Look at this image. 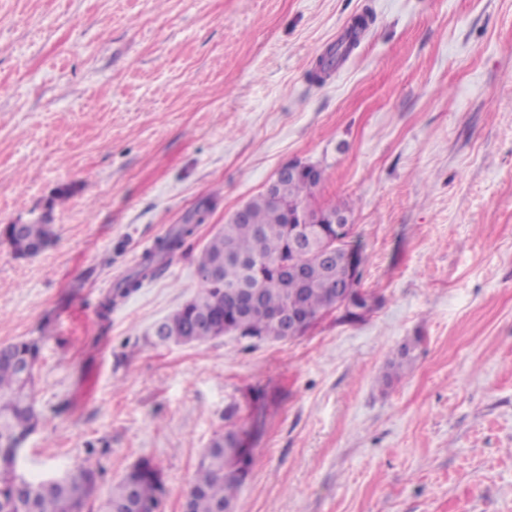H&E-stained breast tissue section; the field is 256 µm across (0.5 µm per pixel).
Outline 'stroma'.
<instances>
[{"label": "stroma", "instance_id": "obj_1", "mask_svg": "<svg viewBox=\"0 0 512 512\" xmlns=\"http://www.w3.org/2000/svg\"><path fill=\"white\" fill-rule=\"evenodd\" d=\"M293 159L323 167L318 205L353 203L372 312L159 343L206 242ZM206 198L163 275L101 313ZM44 222L37 256L0 240V344L42 341L31 474L92 444L101 489L148 458L184 512L235 407V512H512V0H0V227ZM367 25L368 21L364 18L356 21L347 31L344 38L338 41L327 54L319 58L311 73L312 81L316 83H323L325 79L330 76L331 72L334 69H337L340 62L347 57L356 45L358 30L362 27L365 28Z\"/></svg>", "mask_w": 512, "mask_h": 512}]
</instances>
